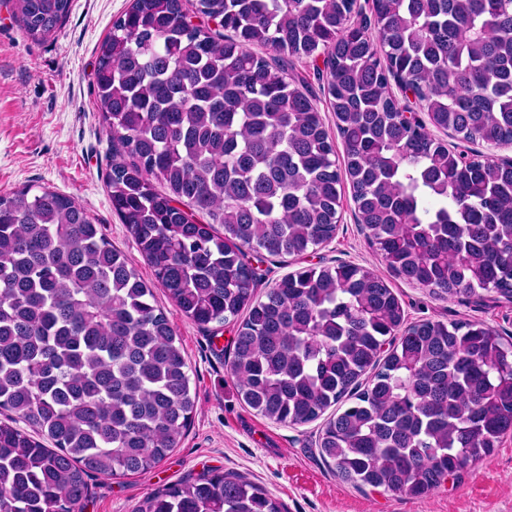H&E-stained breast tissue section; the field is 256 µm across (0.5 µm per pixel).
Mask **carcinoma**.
Returning a JSON list of instances; mask_svg holds the SVG:
<instances>
[{
    "mask_svg": "<svg viewBox=\"0 0 512 512\" xmlns=\"http://www.w3.org/2000/svg\"><path fill=\"white\" fill-rule=\"evenodd\" d=\"M71 0H12L45 37ZM133 0L101 42L95 89L126 161L106 187L158 283L200 327L238 324L229 370L253 410L305 424L357 486L424 495L512 433V343L479 323H405L372 270L289 273L262 298L246 252L329 241L342 180L399 277L438 299L512 297V162L469 158L430 127L512 145V0ZM258 47L324 57L344 167L312 98ZM405 78L427 120L408 119ZM167 186L155 189L151 179ZM224 232H219L215 225ZM151 285L72 198L0 195V512H81L94 476L150 470L195 412L190 368ZM139 512H282L213 472Z\"/></svg>",
    "mask_w": 512,
    "mask_h": 512,
    "instance_id": "obj_1",
    "label": "carcinoma"
}]
</instances>
